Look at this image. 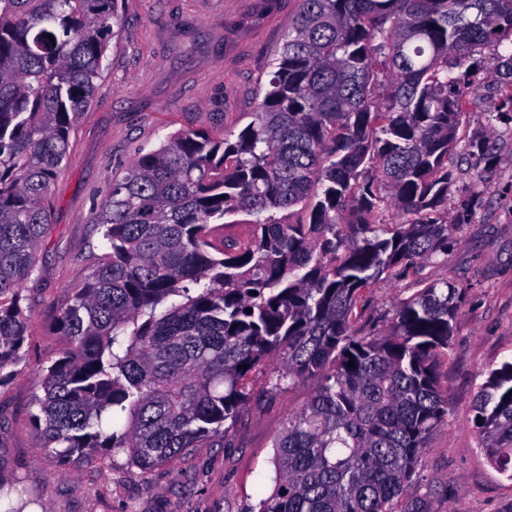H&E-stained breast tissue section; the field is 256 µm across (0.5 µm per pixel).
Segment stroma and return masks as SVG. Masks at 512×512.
<instances>
[{"label": "stroma", "instance_id": "1", "mask_svg": "<svg viewBox=\"0 0 512 512\" xmlns=\"http://www.w3.org/2000/svg\"><path fill=\"white\" fill-rule=\"evenodd\" d=\"M299 9V0H122L124 22L106 76L71 132L52 190L40 275L27 286L24 360L0 384V475L19 478L48 512H246L272 490L273 442L315 382L270 395L265 375H255V396L231 446L189 449L146 476L121 456L81 464L41 451L29 415L41 369L60 347L54 319L106 250L92 217L113 176L140 149L158 147L176 131L248 124ZM501 99L491 73L466 96L458 153L474 139L494 148L477 169L462 165L448 193L455 229L447 262L378 281L364 295L367 314L381 317L410 296L419 278H448L465 291L450 355L439 368L450 389L448 424L432 437L420 478L406 490L407 499L426 500L431 512H512V479L489 461L469 424L488 369L512 360V126L487 122Z\"/></svg>", "mask_w": 512, "mask_h": 512}]
</instances>
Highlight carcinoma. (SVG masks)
I'll use <instances>...</instances> for the list:
<instances>
[{"instance_id":"1","label":"carcinoma","mask_w":512,"mask_h":512,"mask_svg":"<svg viewBox=\"0 0 512 512\" xmlns=\"http://www.w3.org/2000/svg\"><path fill=\"white\" fill-rule=\"evenodd\" d=\"M121 25L117 0H0V383L23 361L52 188ZM506 41L512 0H300L241 131H178L112 177L93 217L107 251L61 307L32 402L39 447L145 475L231 445L254 374L272 394L314 379L249 512H430L403 495L448 424L439 366L462 289L424 284L376 337L359 304L447 260L461 68L512 87ZM239 213L251 236L216 237ZM471 424L512 478V362L488 370ZM24 493L0 479L4 512L36 502Z\"/></svg>"}]
</instances>
